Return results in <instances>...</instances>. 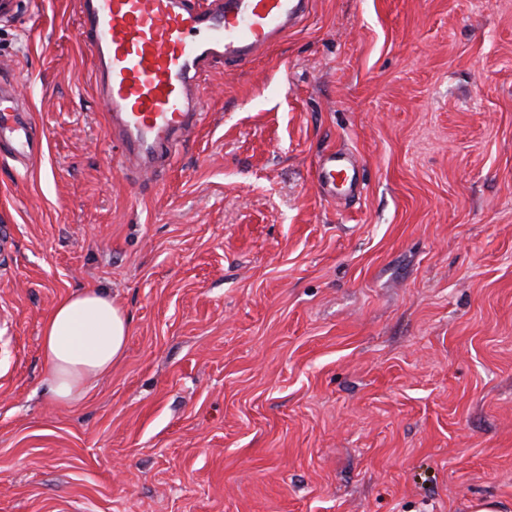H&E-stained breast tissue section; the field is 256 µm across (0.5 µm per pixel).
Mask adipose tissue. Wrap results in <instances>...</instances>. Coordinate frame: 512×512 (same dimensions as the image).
Wrapping results in <instances>:
<instances>
[{
  "mask_svg": "<svg viewBox=\"0 0 512 512\" xmlns=\"http://www.w3.org/2000/svg\"><path fill=\"white\" fill-rule=\"evenodd\" d=\"M128 335L127 317L106 291L86 288L60 299L41 336V356L55 399H81L91 382L124 357Z\"/></svg>",
  "mask_w": 512,
  "mask_h": 512,
  "instance_id": "obj_1",
  "label": "adipose tissue"
}]
</instances>
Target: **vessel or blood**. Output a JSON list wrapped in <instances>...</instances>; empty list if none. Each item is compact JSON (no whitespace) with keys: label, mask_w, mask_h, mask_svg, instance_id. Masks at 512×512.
I'll return each mask as SVG.
<instances>
[{"label":"vessel or blood","mask_w":512,"mask_h":512,"mask_svg":"<svg viewBox=\"0 0 512 512\" xmlns=\"http://www.w3.org/2000/svg\"><path fill=\"white\" fill-rule=\"evenodd\" d=\"M313 0H78V34L91 52L116 170L153 169L197 126L202 76L215 62L242 66L297 27ZM27 106L0 83V149L17 162L42 148ZM318 183L352 184L348 153L326 155Z\"/></svg>","instance_id":"vessel-or-blood-1"}]
</instances>
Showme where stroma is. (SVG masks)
<instances>
[{
  "label": "stroma",
  "mask_w": 512,
  "mask_h": 512,
  "mask_svg": "<svg viewBox=\"0 0 512 512\" xmlns=\"http://www.w3.org/2000/svg\"><path fill=\"white\" fill-rule=\"evenodd\" d=\"M2 76L43 149L0 158V512H512V0H314L141 177L77 0H13ZM85 288L127 349L61 403L40 336ZM351 156L342 151H335L326 155L316 171L317 182L344 187L351 185L354 179V169Z\"/></svg>",
  "instance_id": "1"
}]
</instances>
